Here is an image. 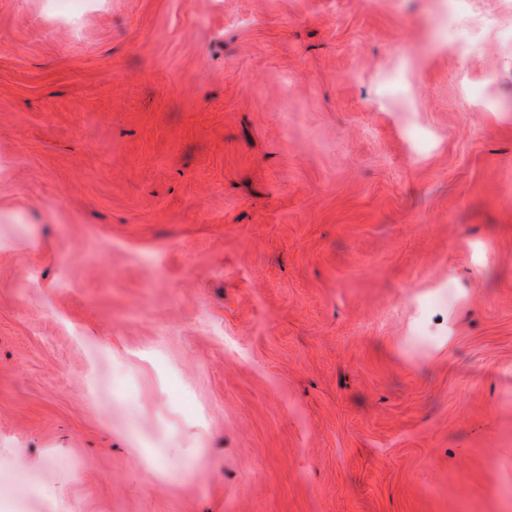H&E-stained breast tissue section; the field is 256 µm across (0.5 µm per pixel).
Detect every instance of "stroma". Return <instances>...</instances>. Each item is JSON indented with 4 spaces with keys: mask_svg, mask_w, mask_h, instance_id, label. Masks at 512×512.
Masks as SVG:
<instances>
[{
    "mask_svg": "<svg viewBox=\"0 0 512 512\" xmlns=\"http://www.w3.org/2000/svg\"><path fill=\"white\" fill-rule=\"evenodd\" d=\"M463 20L0 0V512H512V0Z\"/></svg>",
    "mask_w": 512,
    "mask_h": 512,
    "instance_id": "obj_1",
    "label": "stroma"
}]
</instances>
